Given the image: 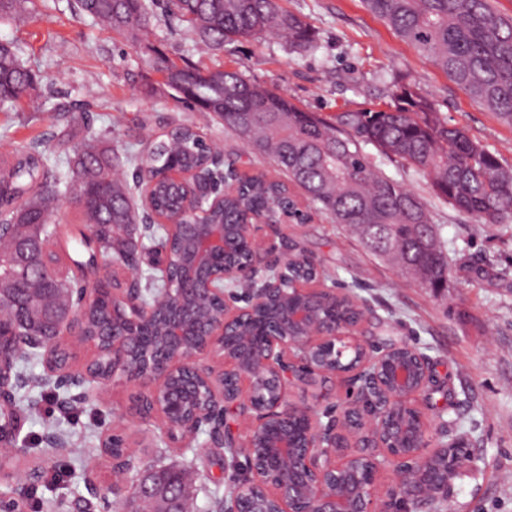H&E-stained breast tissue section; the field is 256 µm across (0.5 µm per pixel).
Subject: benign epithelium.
Returning <instances> with one entry per match:
<instances>
[{"mask_svg": "<svg viewBox=\"0 0 512 512\" xmlns=\"http://www.w3.org/2000/svg\"><path fill=\"white\" fill-rule=\"evenodd\" d=\"M224 161L213 166L174 168L170 177L193 190V206L201 218L192 224L157 217L146 232L164 226L166 238L143 249V259L161 273L166 296L140 306L141 288L134 267L123 276L109 272L97 258L83 270L76 303L63 328L46 335L28 332L2 337L0 367L32 350H43L45 372L39 381L64 392L116 377L138 386L129 418H157L169 445L190 448L197 434L208 435L211 448L224 446V408L236 407L246 430L231 438L230 467L238 470L245 451V470L235 494L222 512H414L448 500L462 464L474 466L470 449L455 443L431 446L432 436L418 401L437 383L431 357L408 344L380 348L365 339L363 321H338L320 314L336 306V287L323 281L280 287L282 268L292 259L284 232L302 220L286 216L266 223L214 224L208 208L224 203L235 189L224 177ZM18 255L41 273L52 271L51 241L23 239ZM112 279V307L124 322L100 336L77 338V328L98 296V284ZM63 343L86 346L94 355L106 352L112 375L95 376L87 368H60L53 353ZM340 358L359 354L347 370H331L326 354ZM315 387L331 377L359 384L360 397L345 403L341 413L316 414L289 398L288 375ZM30 383L20 374L0 380V408H12L16 391ZM23 452L12 441L0 442V479L8 482L14 500L25 503L31 479L8 467ZM391 471L390 488L380 489V475ZM112 472L131 495L154 507L146 512H189L186 487L160 494L149 473L135 474L121 461ZM87 510L99 497L94 471L86 473Z\"/></svg>", "mask_w": 512, "mask_h": 512, "instance_id": "benign-epithelium-1", "label": "benign epithelium"}]
</instances>
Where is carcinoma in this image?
<instances>
[{
    "label": "carcinoma",
    "mask_w": 512,
    "mask_h": 512,
    "mask_svg": "<svg viewBox=\"0 0 512 512\" xmlns=\"http://www.w3.org/2000/svg\"><path fill=\"white\" fill-rule=\"evenodd\" d=\"M171 12L187 23L209 49L233 38L261 39L273 35L291 52L308 51L315 31L298 15L285 11L279 0H170ZM367 9L383 19L406 43L430 59L471 98L512 125V17L500 14L493 0H364ZM79 13L140 43L151 25L145 0H77ZM145 65L160 73L163 84L179 98L203 112H211L246 141L250 150L269 156L285 180L264 175H240L241 192L224 200V210L213 213L216 222H231L233 214L266 205L287 204L288 185L302 191L315 211L351 229L372 255L391 260L401 272L415 277L424 288L448 284V249L441 242L430 211L412 190L378 173L364 151L371 145L380 153L403 161L422 173L434 192L478 224L512 221V169L473 139L463 126H450L433 112L429 100L410 84L399 87L385 109L343 112L328 121L299 108L283 93L249 81L237 70L202 71L179 66L166 56L147 50ZM34 74L19 61L10 42L0 41V103L14 102L32 89ZM217 145L198 140L185 124L161 140H142L139 148L119 153L95 137L78 150L67 190L77 192L84 230L71 238L85 247L84 236L94 235L101 252L126 262L136 250L131 227L143 223L134 201V187L121 177L127 163L146 159L156 172L153 204L163 212L175 188L167 171L195 166ZM57 157L46 145L35 144L0 158V208L6 226L0 234V255L12 257L11 243L53 230V202L60 179L54 175ZM71 275L57 280L53 304L68 305V288L83 262L73 260ZM315 274L308 257L299 253L285 269V280ZM40 282L24 261L0 267V290L39 288ZM28 322L44 325L43 299L30 295ZM120 319L103 294L85 326L102 329ZM215 507L229 500L234 483H226Z\"/></svg>",
    "instance_id": "1"
}]
</instances>
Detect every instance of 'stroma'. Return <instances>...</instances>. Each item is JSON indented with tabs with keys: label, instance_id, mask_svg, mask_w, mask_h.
Wrapping results in <instances>:
<instances>
[{
	"label": "stroma",
	"instance_id": "35a3bbf8",
	"mask_svg": "<svg viewBox=\"0 0 512 512\" xmlns=\"http://www.w3.org/2000/svg\"><path fill=\"white\" fill-rule=\"evenodd\" d=\"M315 31L317 46L293 53L277 38L235 39L203 53L187 24L169 18L165 0H154L148 34L175 63L203 69L241 71L250 80L286 94L301 108L333 118L341 112L391 103L400 83L412 84L441 119L465 127L512 169V126L471 99L448 76L405 43L363 0H280ZM0 40L12 42L22 64L37 81L19 103L0 105V156L35 143L55 144L62 158L72 145L58 142L72 127L105 135L125 148L140 138L142 122L162 135L170 120L194 124L217 140L225 161L241 173L275 176L272 160L252 152L243 139L212 113L177 102L161 86L159 74L144 63L143 46L129 42L91 17L80 15L76 0H25L21 10L0 17ZM369 154L383 174L414 191L434 214L448 246L452 271L441 293L421 287L410 275L370 255L347 227L313 215L289 230L298 250L317 256L324 268L366 312L362 329L371 341L408 343L436 364L440 386L418 406L428 419L443 418L447 435L463 438L476 457L474 468L454 479L452 512H512V222L479 224L436 197L427 178L377 149ZM483 266L481 278L463 273ZM132 388L115 379L107 389L90 387L88 401L61 410L50 388L16 395L22 418L23 452L17 472L39 467L62 470L63 485L36 484L34 512H84V476L96 469L103 496L114 478L101 445L125 414ZM160 423L130 422L126 432L138 467H168L185 473L195 512H206L218 467L217 449L199 434L192 449L180 452L157 442ZM63 434L66 448H50L47 432Z\"/></svg>",
	"mask_w": 512,
	"mask_h": 512
}]
</instances>
